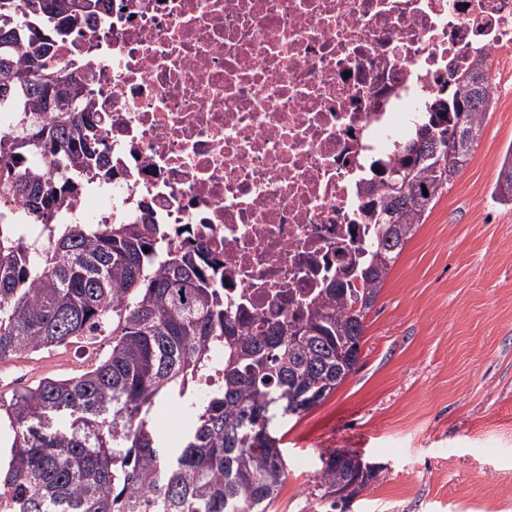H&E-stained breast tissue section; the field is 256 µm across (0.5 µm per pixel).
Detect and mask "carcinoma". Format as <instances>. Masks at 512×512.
I'll list each match as a JSON object with an SVG mask.
<instances>
[{"instance_id": "carcinoma-1", "label": "carcinoma", "mask_w": 512, "mask_h": 512, "mask_svg": "<svg viewBox=\"0 0 512 512\" xmlns=\"http://www.w3.org/2000/svg\"><path fill=\"white\" fill-rule=\"evenodd\" d=\"M77 15L75 0H0L8 78L0 111L21 113L19 134L0 136V363L94 336L112 344L80 375L0 394V420L12 433L0 512H269L287 476L284 430L359 369L366 317L392 266L477 146L492 93L489 59L477 47L462 67L466 80L449 73L441 111L421 113L393 161L363 187L360 205H384L388 216L355 248L356 271L306 295L295 314L253 325L224 306L202 251L160 248L156 225L52 223L71 181L109 175V148L83 111V83L68 97L75 74L51 63L53 44L32 33L36 22L64 36ZM32 112L52 114L54 128ZM425 123L462 140L439 170L413 157L430 148L419 141ZM25 147L60 175L27 171L17 159ZM390 165L413 174L394 206L382 178ZM494 196L512 204V148ZM216 352L224 384L196 403L195 426L170 453L148 415L161 399L184 396ZM337 454L322 463L308 512H336V486L364 489L376 478L354 453Z\"/></svg>"}]
</instances>
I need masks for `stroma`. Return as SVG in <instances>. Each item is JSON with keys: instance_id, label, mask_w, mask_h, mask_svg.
<instances>
[{"instance_id": "stroma-1", "label": "stroma", "mask_w": 512, "mask_h": 512, "mask_svg": "<svg viewBox=\"0 0 512 512\" xmlns=\"http://www.w3.org/2000/svg\"><path fill=\"white\" fill-rule=\"evenodd\" d=\"M491 74L481 138L390 271L358 371L289 424L271 512H303L334 449L378 470L346 512H512V206L493 198L512 145V55ZM109 343L0 365V388L79 375Z\"/></svg>"}]
</instances>
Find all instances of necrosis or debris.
I'll use <instances>...</instances> for the list:
<instances>
[{
  "label": "necrosis or debris",
  "instance_id": "1",
  "mask_svg": "<svg viewBox=\"0 0 512 512\" xmlns=\"http://www.w3.org/2000/svg\"><path fill=\"white\" fill-rule=\"evenodd\" d=\"M475 45L512 46V0H100L53 55L84 65L114 175L62 210L204 243L233 315L295 313L367 236L370 161Z\"/></svg>",
  "mask_w": 512,
  "mask_h": 512
}]
</instances>
